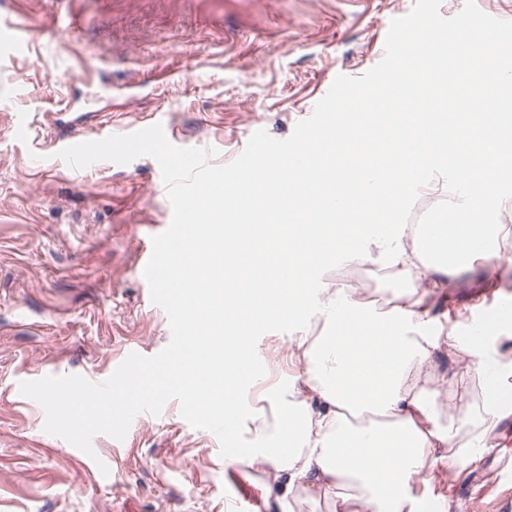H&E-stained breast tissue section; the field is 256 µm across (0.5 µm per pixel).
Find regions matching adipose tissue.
<instances>
[{"label": "adipose tissue", "mask_w": 512, "mask_h": 512, "mask_svg": "<svg viewBox=\"0 0 512 512\" xmlns=\"http://www.w3.org/2000/svg\"><path fill=\"white\" fill-rule=\"evenodd\" d=\"M510 67L512 46L468 32L433 61L414 59L379 111L345 105L336 128L300 134L301 160L282 157L272 170L244 174L226 196L202 193L192 208L206 228L175 255L171 272L209 280L183 294L188 309L215 299L220 310L216 334L186 351L185 398L229 418V459L271 473L261 491L276 512L319 500L334 512H421L413 482H428L452 456L477 461L500 421L485 394L476 413L442 426L456 381H433L431 369L446 350L471 362L485 390L499 381L493 345L512 326V310L448 332L426 299L512 237L488 208L512 199L502 187L512 173V97L500 75ZM463 85L472 93L490 87V108L460 118L439 108L458 100ZM443 174L466 176L462 199L429 223H401L408 197ZM338 196L342 205H330ZM334 259L392 269L391 308L378 311L355 289L317 282ZM314 311L324 330L296 345L302 379L267 396L275 410L270 447L236 448L243 391L227 374L249 364L257 325L298 324Z\"/></svg>", "instance_id": "obj_1"}]
</instances>
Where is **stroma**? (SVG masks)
<instances>
[{"label":"stroma","mask_w":512,"mask_h":512,"mask_svg":"<svg viewBox=\"0 0 512 512\" xmlns=\"http://www.w3.org/2000/svg\"><path fill=\"white\" fill-rule=\"evenodd\" d=\"M415 0H73L84 19L49 29L55 0H19L29 30L23 53L0 56V512H268L260 487L270 474L226 463L212 432L166 403L129 430L130 450L107 435L92 446L111 480L47 434L45 413L20 396L27 378L108 375L140 351L170 341L165 313L151 305L138 247L166 229L171 204L157 162L140 157L76 170L46 148V133L21 135L16 115L95 111L103 125L132 126L163 114L175 146L213 148L236 158L255 130L288 138L311 116L338 75L358 77L385 55L393 19ZM170 74L154 82L157 69ZM132 87L131 111L112 116L115 90ZM454 185L406 202L404 224H424L455 198ZM512 299V258L491 253L460 271L438 312H473ZM304 332H271L258 342L265 386L303 372L294 350ZM512 425H500L481 459L433 472L415 484L429 512H499L512 499ZM452 510H444L445 499Z\"/></svg>","instance_id":"obj_1"}]
</instances>
